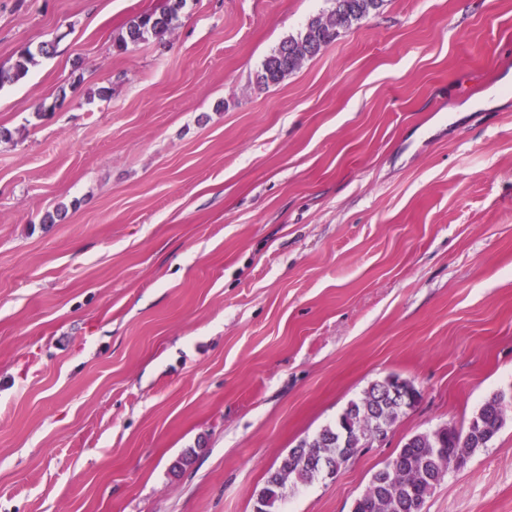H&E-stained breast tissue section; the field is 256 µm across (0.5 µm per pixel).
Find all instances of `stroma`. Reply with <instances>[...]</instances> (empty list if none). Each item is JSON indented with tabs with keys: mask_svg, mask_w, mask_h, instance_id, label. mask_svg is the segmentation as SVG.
<instances>
[{
	"mask_svg": "<svg viewBox=\"0 0 512 512\" xmlns=\"http://www.w3.org/2000/svg\"><path fill=\"white\" fill-rule=\"evenodd\" d=\"M160 2L0 0L1 70L55 47L0 87V512H254L396 375L386 440L279 506L352 512L512 390V0H384L269 87L332 0H186L116 53ZM424 512H512V418ZM183 0H165V3L153 10L144 12L134 18L128 25L125 35L116 41L119 52L126 51L129 43L146 41L149 37L162 40L169 32Z\"/></svg>",
	"mask_w": 512,
	"mask_h": 512,
	"instance_id": "35a3bbf8",
	"label": "stroma"
}]
</instances>
